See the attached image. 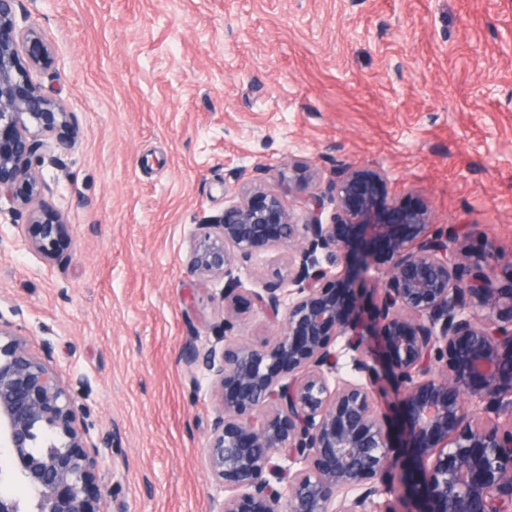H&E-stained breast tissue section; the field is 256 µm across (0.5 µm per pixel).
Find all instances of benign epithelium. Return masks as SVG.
Masks as SVG:
<instances>
[{
	"mask_svg": "<svg viewBox=\"0 0 512 512\" xmlns=\"http://www.w3.org/2000/svg\"><path fill=\"white\" fill-rule=\"evenodd\" d=\"M13 2L0 0V200L28 209V246L52 257L68 224L31 158L47 134L70 146L74 116L19 64L21 47L31 67L51 55L36 29L18 26ZM384 185L378 172L338 168L327 190L302 198L299 216L244 185L190 255L192 273L224 278V303L236 310L235 258L288 249V273L249 300L272 322L284 317L283 332L243 344L226 318L221 348L186 351L222 393L207 446L208 469L229 493L219 512H370L374 497H397V470L412 473L414 512H512V254L493 242L465 253L469 225L431 224L427 207L401 206ZM341 224L384 251L368 313L338 272L354 249ZM340 338L356 381L339 376ZM387 385L399 446L375 402ZM0 456V482L27 489L0 495V512H101L99 451L75 401L2 320ZM341 492L354 496L338 505Z\"/></svg>",
	"mask_w": 512,
	"mask_h": 512,
	"instance_id": "1",
	"label": "benign epithelium"
}]
</instances>
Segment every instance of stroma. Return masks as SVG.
Returning <instances> with one entry per match:
<instances>
[{
    "label": "stroma",
    "instance_id": "stroma-1",
    "mask_svg": "<svg viewBox=\"0 0 512 512\" xmlns=\"http://www.w3.org/2000/svg\"><path fill=\"white\" fill-rule=\"evenodd\" d=\"M53 61L30 75L73 112L37 171L70 241L28 248L0 214V316L21 327L83 408L102 512H219L206 462L221 410L188 349L224 344V281L190 273L199 226L243 173L298 209L339 166L387 177L402 206L467 224L465 246L512 253V0H16ZM318 178H282L294 161ZM232 334L275 338L249 307L285 270L239 261Z\"/></svg>",
    "mask_w": 512,
    "mask_h": 512
}]
</instances>
